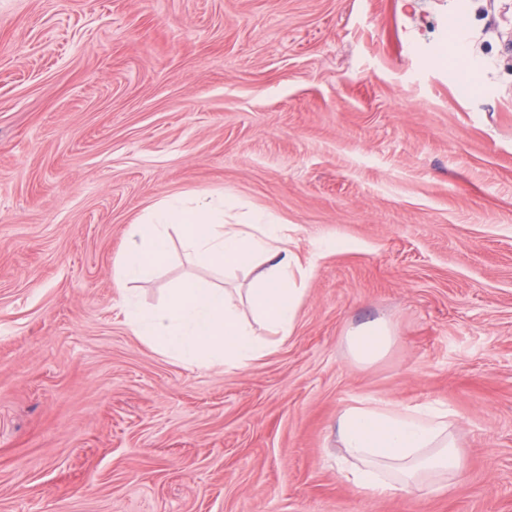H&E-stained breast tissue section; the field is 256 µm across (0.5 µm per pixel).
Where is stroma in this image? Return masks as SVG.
Masks as SVG:
<instances>
[{"label":"stroma","instance_id":"obj_1","mask_svg":"<svg viewBox=\"0 0 512 512\" xmlns=\"http://www.w3.org/2000/svg\"><path fill=\"white\" fill-rule=\"evenodd\" d=\"M467 2L459 52L457 0H0V512H512V0ZM200 195L314 265L242 367L161 354L113 286L128 224ZM187 277L250 283L175 230L131 290ZM359 402L449 411V484L342 478ZM352 356L359 363H370L384 353L393 341L389 328L374 322L359 327L347 337Z\"/></svg>","mask_w":512,"mask_h":512}]
</instances>
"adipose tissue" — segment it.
Listing matches in <instances>:
<instances>
[{"label":"adipose tissue","instance_id":"adipose-tissue-1","mask_svg":"<svg viewBox=\"0 0 512 512\" xmlns=\"http://www.w3.org/2000/svg\"><path fill=\"white\" fill-rule=\"evenodd\" d=\"M181 230L186 248L209 266L254 273L247 291L253 320L242 318L231 289L186 279L169 289L155 307L137 306L127 294L130 283L149 277L167 259L172 230ZM286 228L258 211L250 223L228 224L224 205L169 197L128 226L126 245L116 261L113 285L137 336L166 356L196 366L221 362L238 367L267 350L259 329L291 335L305 276ZM356 361L369 363L391 345L389 328L380 322L348 336ZM447 412L430 408L393 411L367 404L344 408L336 419L344 456L342 477L368 496L381 498L408 490L425 474L440 476L459 468Z\"/></svg>","mask_w":512,"mask_h":512}]
</instances>
